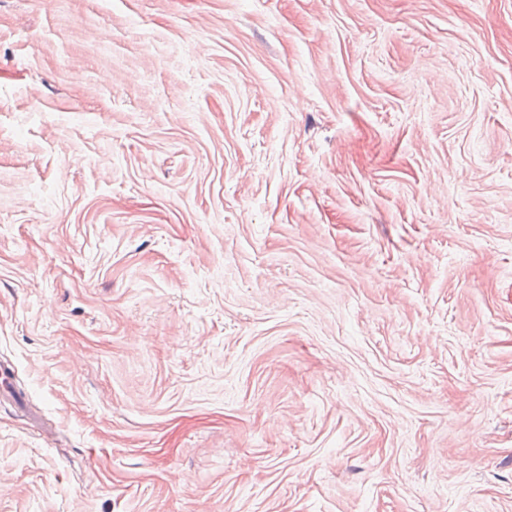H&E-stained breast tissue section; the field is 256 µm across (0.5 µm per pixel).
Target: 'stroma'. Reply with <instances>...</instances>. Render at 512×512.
<instances>
[{
  "label": "stroma",
  "mask_w": 512,
  "mask_h": 512,
  "mask_svg": "<svg viewBox=\"0 0 512 512\" xmlns=\"http://www.w3.org/2000/svg\"><path fill=\"white\" fill-rule=\"evenodd\" d=\"M0 512H512V0H0Z\"/></svg>",
  "instance_id": "stroma-1"
}]
</instances>
